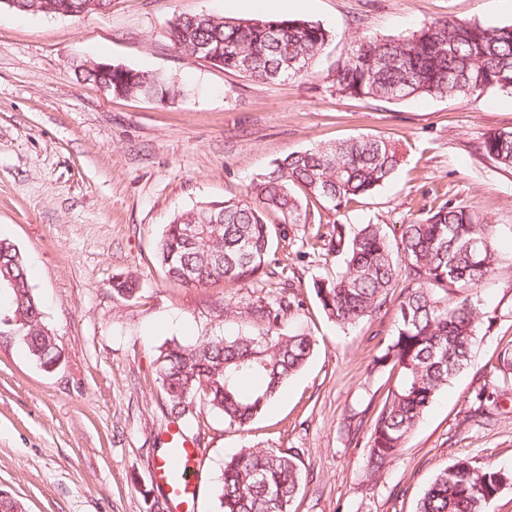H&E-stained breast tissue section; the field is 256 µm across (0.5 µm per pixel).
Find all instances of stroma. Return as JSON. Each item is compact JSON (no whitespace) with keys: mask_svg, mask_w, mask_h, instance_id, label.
I'll return each instance as SVG.
<instances>
[{"mask_svg":"<svg viewBox=\"0 0 512 512\" xmlns=\"http://www.w3.org/2000/svg\"><path fill=\"white\" fill-rule=\"evenodd\" d=\"M182 13L320 22L334 35L311 74L255 82L178 52ZM512 24L505 0H112L75 18L0 6V237L23 253L63 360L42 370L15 338L0 340V491L25 512H154L166 494L153 471L170 425L156 378L158 347L236 334L226 309L279 293L303 304L294 326L316 349L269 409L240 431L198 406L184 434L204 450L190 512H219L225 458L249 445L296 450L305 484L294 512H416L440 469L461 458L512 470V388L495 367L512 348V169L479 149L512 129V91L397 102L344 97L326 80L362 36L406 35L443 20ZM109 62L176 81L169 101L122 98L83 81L77 66ZM398 143L403 163L374 195L287 224L269 215L282 276L243 286L187 288L155 259L177 211L241 195L284 155L360 136ZM471 205L496 227L499 262L480 301L471 365L436 397L380 480L366 442L390 379L373 365L393 332L398 290L383 314L349 327L327 319L313 282L341 259L301 256L334 223L404 224L435 196ZM133 276L139 294L112 293ZM502 411L475 420L479 387Z\"/></svg>","mask_w":512,"mask_h":512,"instance_id":"35a3bbf8","label":"stroma"}]
</instances>
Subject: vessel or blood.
I'll list each match as a JSON object with an SVG mask.
<instances>
[{"instance_id": "obj_1", "label": "vessel or blood", "mask_w": 512, "mask_h": 512, "mask_svg": "<svg viewBox=\"0 0 512 512\" xmlns=\"http://www.w3.org/2000/svg\"><path fill=\"white\" fill-rule=\"evenodd\" d=\"M170 436L173 446L168 456L156 465L154 478L157 486L166 490L180 504L195 489V470L201 450L181 431H171Z\"/></svg>"}]
</instances>
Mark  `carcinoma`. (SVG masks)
I'll return each mask as SVG.
<instances>
[{
	"instance_id": "carcinoma-1",
	"label": "carcinoma",
	"mask_w": 512,
	"mask_h": 512,
	"mask_svg": "<svg viewBox=\"0 0 512 512\" xmlns=\"http://www.w3.org/2000/svg\"><path fill=\"white\" fill-rule=\"evenodd\" d=\"M169 34L179 52L205 47L213 65L261 82L308 75L332 40L322 24L302 18L192 13L178 15ZM326 79L338 95L381 102L512 90V24L448 19L407 36L360 37ZM173 92L163 75L126 67L112 71L114 95L162 102ZM479 149L512 168V130L485 134ZM401 162L392 141L374 136L289 153L253 179L243 196L176 212L158 242L157 261L169 279L186 287L240 285L267 276L268 214L304 224L310 205L347 208L389 181ZM211 204L212 222L196 241L185 239V225ZM494 237V225L451 198L407 224H365L353 231L333 226L326 252L342 257L343 270L313 284L329 320L353 326L380 313L390 290L400 289L395 329L377 358L391 385L367 441L372 478H381L438 393L470 366L478 318L472 291L496 269ZM112 290L127 300L139 292L130 278L112 281ZM301 308L294 295L258 300L233 311L252 325L236 336L160 346L157 375L170 416L186 420L192 416L187 405L194 402L247 430L315 350L312 336L285 325ZM13 336L41 366L61 356L55 334L43 323L23 254L0 238V338ZM507 484L512 471L462 458L436 474L416 512H487ZM302 485L298 454L247 446L224 460L220 512H292Z\"/></svg>"
}]
</instances>
